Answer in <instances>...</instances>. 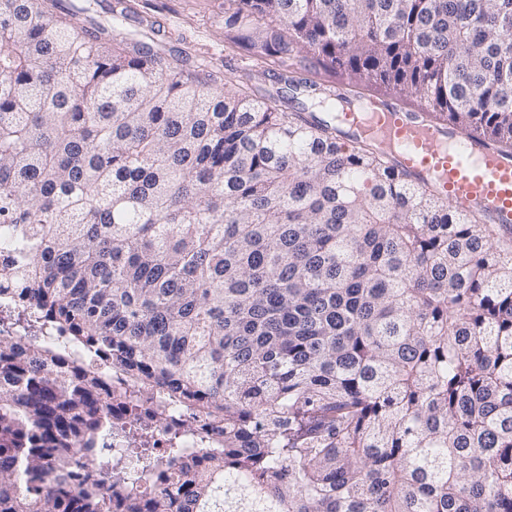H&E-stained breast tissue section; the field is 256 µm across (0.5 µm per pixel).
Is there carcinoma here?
<instances>
[{
  "instance_id": "obj_1",
  "label": "carcinoma",
  "mask_w": 512,
  "mask_h": 512,
  "mask_svg": "<svg viewBox=\"0 0 512 512\" xmlns=\"http://www.w3.org/2000/svg\"><path fill=\"white\" fill-rule=\"evenodd\" d=\"M98 3L0 0V512H512V231L343 120L512 157V0ZM132 9L153 16L169 36L167 46H178L193 55H203L221 69L256 73L243 56L224 47L222 4L224 0H133ZM138 4V8H137ZM134 6V7H133ZM198 53V54H197ZM252 69V70H251Z\"/></svg>"
}]
</instances>
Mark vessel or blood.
I'll return each instance as SVG.
<instances>
[{
	"label": "vessel or blood",
	"mask_w": 512,
	"mask_h": 512,
	"mask_svg": "<svg viewBox=\"0 0 512 512\" xmlns=\"http://www.w3.org/2000/svg\"><path fill=\"white\" fill-rule=\"evenodd\" d=\"M371 128L409 178L439 184L460 211L484 214L503 230H512L511 157L482 140L447 131L426 111L392 102L373 112Z\"/></svg>",
	"instance_id": "obj_1"
}]
</instances>
